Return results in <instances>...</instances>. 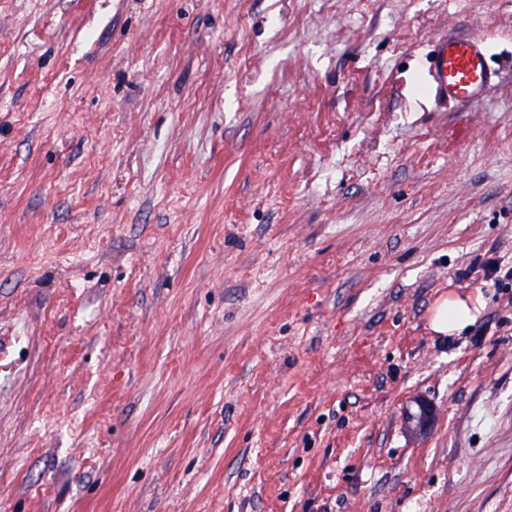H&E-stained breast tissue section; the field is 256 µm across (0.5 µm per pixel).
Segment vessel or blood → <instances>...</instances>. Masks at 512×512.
I'll use <instances>...</instances> for the list:
<instances>
[{"label": "vessel or blood", "instance_id": "obj_1", "mask_svg": "<svg viewBox=\"0 0 512 512\" xmlns=\"http://www.w3.org/2000/svg\"><path fill=\"white\" fill-rule=\"evenodd\" d=\"M495 78L485 43L463 31L449 33L437 44L428 67L437 96L457 103L481 97Z\"/></svg>", "mask_w": 512, "mask_h": 512}]
</instances>
